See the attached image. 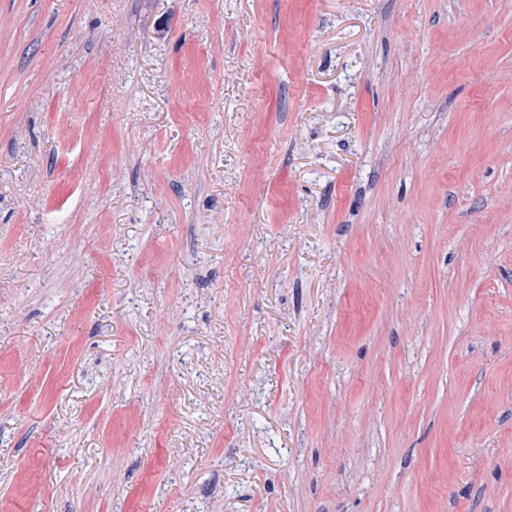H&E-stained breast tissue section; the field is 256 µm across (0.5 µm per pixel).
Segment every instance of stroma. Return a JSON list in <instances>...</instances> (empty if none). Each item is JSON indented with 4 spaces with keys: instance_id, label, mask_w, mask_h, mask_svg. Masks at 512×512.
<instances>
[{
    "instance_id": "obj_1",
    "label": "stroma",
    "mask_w": 512,
    "mask_h": 512,
    "mask_svg": "<svg viewBox=\"0 0 512 512\" xmlns=\"http://www.w3.org/2000/svg\"><path fill=\"white\" fill-rule=\"evenodd\" d=\"M0 512H512V0H0Z\"/></svg>"
}]
</instances>
